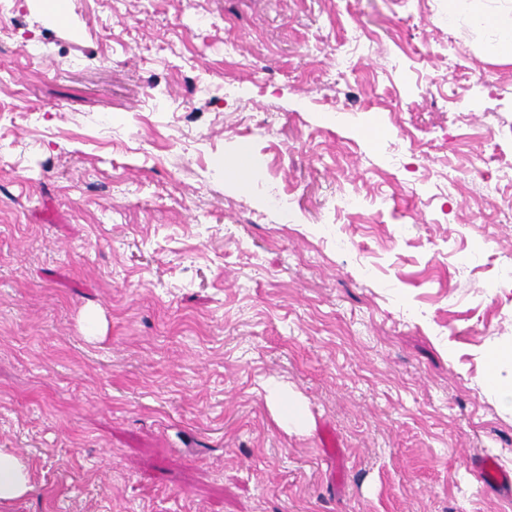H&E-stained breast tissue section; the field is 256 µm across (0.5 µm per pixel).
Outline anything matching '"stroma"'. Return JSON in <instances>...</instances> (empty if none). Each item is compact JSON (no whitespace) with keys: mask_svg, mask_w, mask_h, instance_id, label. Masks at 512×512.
<instances>
[{"mask_svg":"<svg viewBox=\"0 0 512 512\" xmlns=\"http://www.w3.org/2000/svg\"><path fill=\"white\" fill-rule=\"evenodd\" d=\"M447 12L0 14V512H512V61ZM267 399L276 408L279 422L288 426V431L300 432L304 428V415L297 398L279 383L267 386ZM32 487L23 461L0 449V506L25 497ZM477 480L483 488H506L512 486V472L504 469L491 457L480 458L475 466Z\"/></svg>","mask_w":512,"mask_h":512,"instance_id":"obj_1","label":"stroma"}]
</instances>
